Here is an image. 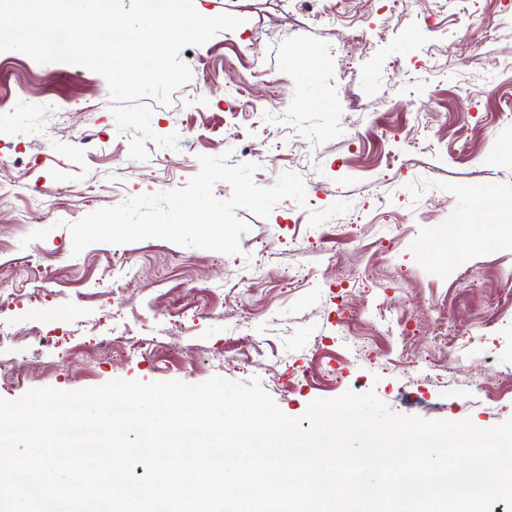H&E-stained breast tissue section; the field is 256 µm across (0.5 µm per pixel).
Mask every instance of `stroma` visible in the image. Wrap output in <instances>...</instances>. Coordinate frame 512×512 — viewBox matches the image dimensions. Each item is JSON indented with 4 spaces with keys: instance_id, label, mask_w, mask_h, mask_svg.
Masks as SVG:
<instances>
[{
    "instance_id": "35a3bbf8",
    "label": "stroma",
    "mask_w": 512,
    "mask_h": 512,
    "mask_svg": "<svg viewBox=\"0 0 512 512\" xmlns=\"http://www.w3.org/2000/svg\"><path fill=\"white\" fill-rule=\"evenodd\" d=\"M289 0H207L211 15L243 20L191 48V78L168 105L150 101L156 134H178L170 165L129 157L105 79L85 67L1 54L0 182L36 189L40 202L0 200V263L29 260V280L0 270V326L16 333L0 363V398L27 390H77L122 380L258 379L288 416L317 398L375 391L394 411L488 428L512 419V0H410L390 17L378 0H349L368 19L366 40L347 38L351 18L270 26ZM436 29H427L423 17ZM261 64L277 87L252 84ZM243 112L230 119L229 108ZM275 154L254 174L261 186L285 172L304 181L311 208L291 200L268 217L244 208L242 252L148 239L97 242L72 252L68 223L126 198L187 185L198 155L245 147ZM403 163L385 169L388 152ZM349 210L308 225L309 209ZM44 240L21 246L28 233ZM263 269L245 299L231 287ZM472 273V286L456 280ZM49 278L45 295L28 291ZM347 294L362 319L353 343L336 306ZM406 313L407 338L385 332L379 309ZM160 337L163 361L87 352L113 328ZM38 327L58 348L34 356Z\"/></svg>"
}]
</instances>
